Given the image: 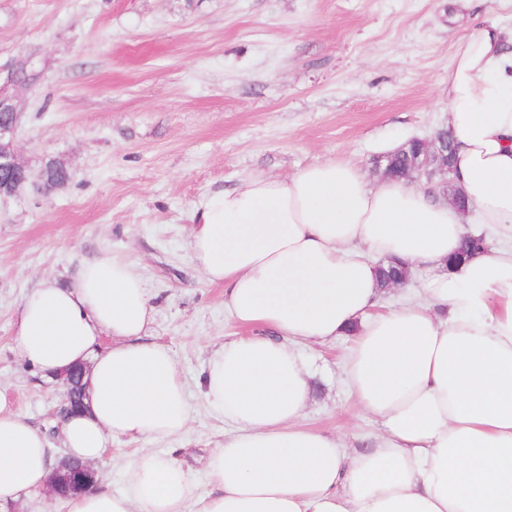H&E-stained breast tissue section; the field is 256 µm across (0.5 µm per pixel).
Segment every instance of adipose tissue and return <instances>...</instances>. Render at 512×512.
<instances>
[{
	"label": "adipose tissue",
	"mask_w": 512,
	"mask_h": 512,
	"mask_svg": "<svg viewBox=\"0 0 512 512\" xmlns=\"http://www.w3.org/2000/svg\"><path fill=\"white\" fill-rule=\"evenodd\" d=\"M481 25L448 68L452 181L467 206L401 180L371 184L345 164L257 176L194 207L191 257L256 327L219 345L202 378L232 430L204 460L211 491L171 457L143 453L125 485L99 481L66 512H512V50ZM487 249L454 262L467 227ZM428 273L424 298L380 312V262ZM144 279L106 252L68 283L25 295L18 353L56 377L89 364L88 406L60 418L67 456L91 463L113 442L167 439L190 419L171 349L149 340ZM348 333L345 382L380 432L347 454L303 425L310 372L291 348ZM47 435L0 398V512L45 488Z\"/></svg>",
	"instance_id": "1"
}]
</instances>
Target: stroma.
Wrapping results in <instances>:
<instances>
[{"label":"stroma","instance_id":"stroma-1","mask_svg":"<svg viewBox=\"0 0 512 512\" xmlns=\"http://www.w3.org/2000/svg\"><path fill=\"white\" fill-rule=\"evenodd\" d=\"M489 20L511 30L512 0H0V66L27 57L40 74L15 90L17 148L32 170L57 159L73 174L0 203V396L62 456L61 389L15 349L17 314L38 281L103 250L123 257L151 291L152 338L171 348L192 417L177 437L107 448L97 477L121 489L124 462L150 451L207 494L203 460L228 426L200 383L238 326L192 261L194 205L315 163L378 181L388 146L447 126L454 51ZM352 344H298L314 387L304 422L372 436L379 422L343 381Z\"/></svg>","mask_w":512,"mask_h":512}]
</instances>
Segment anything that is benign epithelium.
Listing matches in <instances>:
<instances>
[{"mask_svg": "<svg viewBox=\"0 0 512 512\" xmlns=\"http://www.w3.org/2000/svg\"><path fill=\"white\" fill-rule=\"evenodd\" d=\"M18 86L15 71H8L6 76H0V197L12 195L20 187L28 185L37 188L43 181V172H32L21 159L14 145L19 124L20 112L16 95L11 89ZM423 150L402 173V177L410 184L422 183L426 190L432 192L441 189L443 195H448L452 189L451 180L446 178L451 169L448 168V147L446 141L440 138L421 140ZM87 369L79 368L60 374L58 383L63 389L61 409L67 413L76 409L71 401V391L78 376L86 375ZM95 469L91 464L71 463L61 461L53 471L47 490V498L66 496L87 488L94 482Z\"/></svg>", "mask_w": 512, "mask_h": 512, "instance_id": "7a95c632", "label": "benign epithelium"}]
</instances>
